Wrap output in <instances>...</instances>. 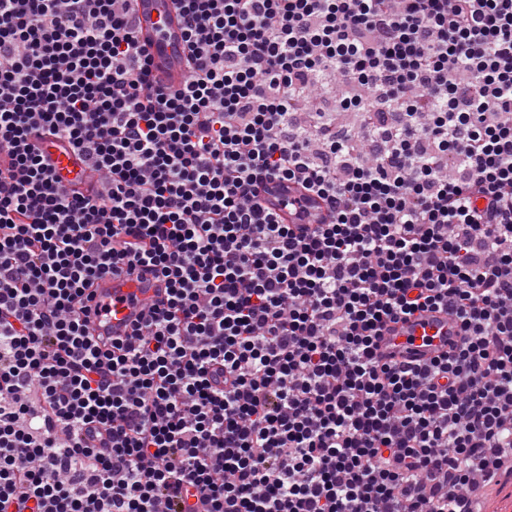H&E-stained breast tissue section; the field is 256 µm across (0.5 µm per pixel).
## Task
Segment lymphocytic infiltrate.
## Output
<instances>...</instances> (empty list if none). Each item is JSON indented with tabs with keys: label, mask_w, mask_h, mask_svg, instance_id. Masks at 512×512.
Instances as JSON below:
<instances>
[{
	"label": "lymphocytic infiltrate",
	"mask_w": 512,
	"mask_h": 512,
	"mask_svg": "<svg viewBox=\"0 0 512 512\" xmlns=\"http://www.w3.org/2000/svg\"><path fill=\"white\" fill-rule=\"evenodd\" d=\"M182 2L170 87L131 0H0V512H472L512 459V0ZM329 69L362 124L303 135ZM138 271L163 305L91 342ZM429 309L446 352L379 354ZM33 141L40 144L44 152L49 156L61 183L65 186H72L79 179L82 180V188L88 190L94 187V181L85 171L84 158L70 148H60L59 143H53L42 138L40 132H34ZM298 196V191L294 185L287 182L272 181L267 185V192L265 194L266 205L272 211L282 213L287 224H308L306 222V215L316 216L319 219L323 215V204L320 199L312 197L305 203V212L300 214L299 211L291 212L289 209H284V202L289 199L290 201Z\"/></svg>",
	"instance_id": "f902f5d3"
}]
</instances>
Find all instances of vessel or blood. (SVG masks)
<instances>
[{
	"instance_id": "b4317fda",
	"label": "vessel or blood",
	"mask_w": 512,
	"mask_h": 512,
	"mask_svg": "<svg viewBox=\"0 0 512 512\" xmlns=\"http://www.w3.org/2000/svg\"><path fill=\"white\" fill-rule=\"evenodd\" d=\"M133 8L140 41L152 57L154 75L171 84L179 83L185 73L187 49L175 0H134ZM32 139L39 142L49 156L63 185L79 182L84 188H93L94 181L88 177L80 154L42 138L37 132ZM297 195L294 185L273 181L267 186L266 204L271 210L282 213L289 224L305 223L310 215L322 216L323 204L315 197L306 201L304 213L285 209V201ZM91 291L96 301L105 307L103 321L93 327L94 335L117 338L125 336L138 316L148 313L158 303L163 296V285L153 278L107 276L94 281ZM457 331L453 317L445 311L434 310L392 324L384 334L381 350L399 361L427 363L447 350L449 340L455 339Z\"/></svg>"
}]
</instances>
